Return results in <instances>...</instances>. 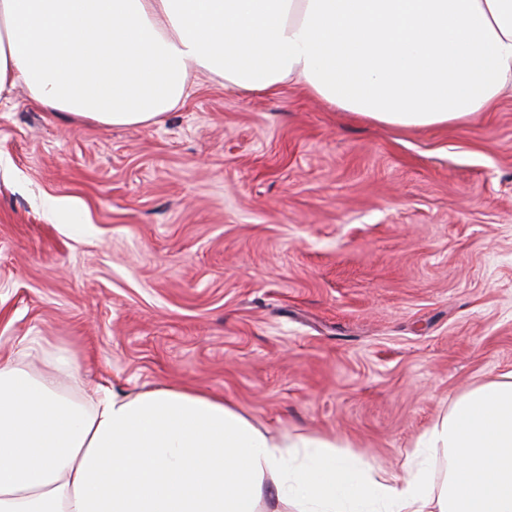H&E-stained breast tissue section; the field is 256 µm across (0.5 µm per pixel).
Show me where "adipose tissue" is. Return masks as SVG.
Instances as JSON below:
<instances>
[{
	"label": "adipose tissue",
	"mask_w": 512,
	"mask_h": 512,
	"mask_svg": "<svg viewBox=\"0 0 512 512\" xmlns=\"http://www.w3.org/2000/svg\"><path fill=\"white\" fill-rule=\"evenodd\" d=\"M201 70L439 127L512 86V0H0V100L21 83L80 122L149 124ZM79 377L46 338L0 353V512H512V376L460 396L404 475L269 434L197 388L127 395Z\"/></svg>",
	"instance_id": "obj_1"
}]
</instances>
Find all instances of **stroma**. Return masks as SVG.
Returning <instances> with one entry per match:
<instances>
[{
	"label": "stroma",
	"instance_id": "1",
	"mask_svg": "<svg viewBox=\"0 0 512 512\" xmlns=\"http://www.w3.org/2000/svg\"><path fill=\"white\" fill-rule=\"evenodd\" d=\"M46 336L82 378L190 385L272 432L402 472L512 372V96L398 128L284 84L201 74L150 125L0 106V349Z\"/></svg>",
	"mask_w": 512,
	"mask_h": 512
}]
</instances>
